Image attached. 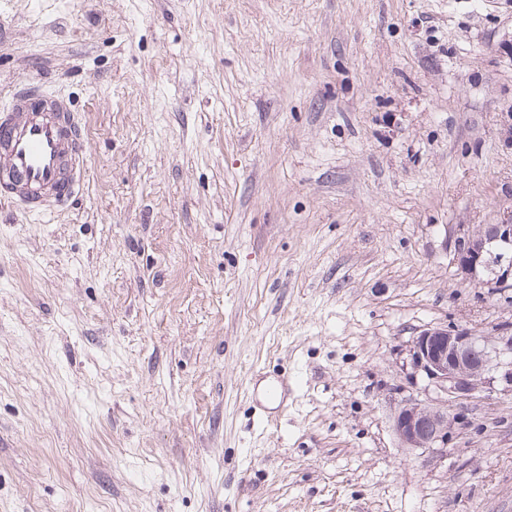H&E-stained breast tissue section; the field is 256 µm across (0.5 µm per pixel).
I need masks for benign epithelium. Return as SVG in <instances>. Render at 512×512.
Masks as SVG:
<instances>
[{"instance_id": "benign-epithelium-1", "label": "benign epithelium", "mask_w": 512, "mask_h": 512, "mask_svg": "<svg viewBox=\"0 0 512 512\" xmlns=\"http://www.w3.org/2000/svg\"><path fill=\"white\" fill-rule=\"evenodd\" d=\"M512 240V211L498 224L462 229L453 243V262L471 282L506 285L512 277V258L495 256L491 245ZM489 272L492 278L483 279ZM498 348L488 336L457 325L426 329L412 340L411 375H424L444 395L438 403L407 399L394 417L393 427L405 448H444L452 424L444 405L472 397L490 384L489 373L501 370L500 380L512 388V360L494 362Z\"/></svg>"}]
</instances>
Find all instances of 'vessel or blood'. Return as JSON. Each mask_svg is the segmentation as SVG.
<instances>
[{
  "label": "vessel or blood",
  "instance_id": "vessel-or-blood-1",
  "mask_svg": "<svg viewBox=\"0 0 512 512\" xmlns=\"http://www.w3.org/2000/svg\"><path fill=\"white\" fill-rule=\"evenodd\" d=\"M87 143L66 101L17 87L0 108V196L35 213L49 196L69 206L80 189Z\"/></svg>",
  "mask_w": 512,
  "mask_h": 512
}]
</instances>
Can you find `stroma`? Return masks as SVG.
Returning <instances> with one entry per match:
<instances>
[{"mask_svg":"<svg viewBox=\"0 0 512 512\" xmlns=\"http://www.w3.org/2000/svg\"><path fill=\"white\" fill-rule=\"evenodd\" d=\"M25 84L88 149L0 199V512H512L502 381L393 430L421 331L512 338L452 261L512 210V0H0Z\"/></svg>","mask_w":512,"mask_h":512,"instance_id":"35a3bbf8","label":"stroma"}]
</instances>
